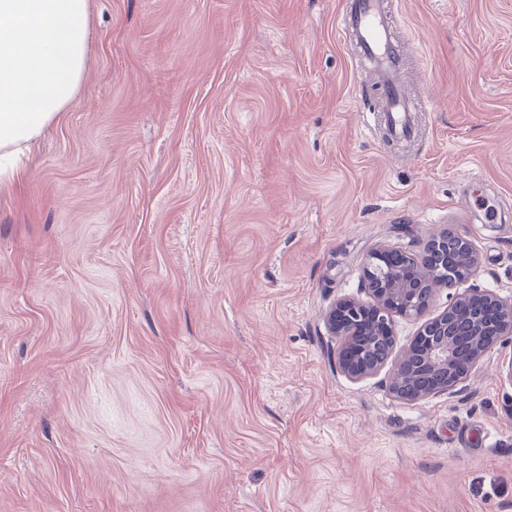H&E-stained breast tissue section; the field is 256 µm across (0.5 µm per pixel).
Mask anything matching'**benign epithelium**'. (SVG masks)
<instances>
[{"instance_id":"7a95c632","label":"benign epithelium","mask_w":512,"mask_h":512,"mask_svg":"<svg viewBox=\"0 0 512 512\" xmlns=\"http://www.w3.org/2000/svg\"><path fill=\"white\" fill-rule=\"evenodd\" d=\"M453 236L467 254L469 259H475L472 246L467 238L444 229L440 234L429 238L423 249L409 255V259L418 266L424 263L430 251H441L448 236ZM388 252L385 247L373 250L365 259L363 266V287L367 290L373 303L361 304L357 301H344L329 310L326 323L331 334L342 337L338 349V362L342 371L353 380H361L376 374L383 364L371 362L366 357L367 344L357 339L358 326L363 315L370 316L374 335L392 337L394 317L417 318L425 312L432 299L435 287L450 286L454 283L448 275V266L443 265L433 272L430 286L413 281L398 268H391L377 281L373 278L377 269V261ZM488 308L496 312L499 333L492 341H487L480 332L464 338L457 334L458 316L464 314L474 318L473 325L479 324V317ZM512 337V300H503L493 293L469 288L459 294L453 303L438 316L425 322L419 331L418 338L422 340L421 348L409 345L406 351L416 353L409 360L401 356L392 369V391L400 395L399 389L404 380L419 381L422 386L412 395L403 399L414 401L430 395L446 392L466 379L468 373L479 359L498 342ZM437 372L447 375L448 382L443 386L431 383Z\"/></svg>"}]
</instances>
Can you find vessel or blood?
Segmentation results:
<instances>
[{
  "label": "vessel or blood",
  "mask_w": 512,
  "mask_h": 512,
  "mask_svg": "<svg viewBox=\"0 0 512 512\" xmlns=\"http://www.w3.org/2000/svg\"><path fill=\"white\" fill-rule=\"evenodd\" d=\"M394 27L388 0H348L342 38L376 78V92L382 102L383 124L388 135L395 141L407 142L415 135L417 113L428 111L430 102L409 94L404 88L405 57Z\"/></svg>",
  "instance_id": "obj_1"
}]
</instances>
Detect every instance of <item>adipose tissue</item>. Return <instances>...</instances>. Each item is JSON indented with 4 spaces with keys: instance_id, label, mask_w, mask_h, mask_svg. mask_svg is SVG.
<instances>
[{
    "instance_id": "adipose-tissue-1",
    "label": "adipose tissue",
    "mask_w": 512,
    "mask_h": 512,
    "mask_svg": "<svg viewBox=\"0 0 512 512\" xmlns=\"http://www.w3.org/2000/svg\"><path fill=\"white\" fill-rule=\"evenodd\" d=\"M88 36V0H0V185L76 97Z\"/></svg>"
}]
</instances>
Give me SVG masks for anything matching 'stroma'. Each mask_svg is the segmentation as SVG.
I'll list each match as a JSON object with an SVG mask.
<instances>
[{
	"instance_id": "obj_1",
	"label": "stroma",
	"mask_w": 512,
	"mask_h": 512,
	"mask_svg": "<svg viewBox=\"0 0 512 512\" xmlns=\"http://www.w3.org/2000/svg\"><path fill=\"white\" fill-rule=\"evenodd\" d=\"M342 0H90L0 192V512H512V340L407 401L325 324L443 228L512 298V0H395L423 138L365 123Z\"/></svg>"
}]
</instances>
